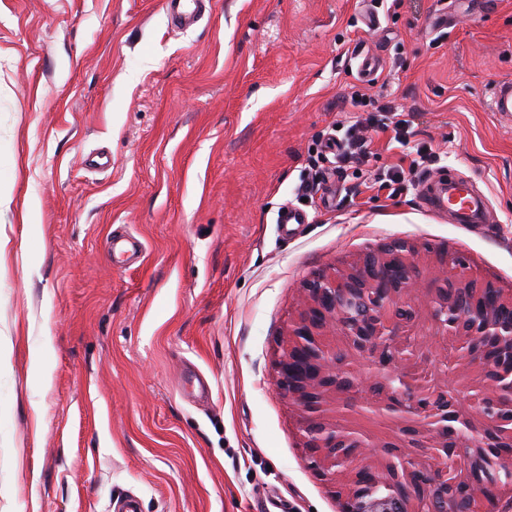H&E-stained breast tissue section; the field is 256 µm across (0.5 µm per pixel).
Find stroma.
I'll list each match as a JSON object with an SVG mask.
<instances>
[{"label": "stroma", "mask_w": 512, "mask_h": 512, "mask_svg": "<svg viewBox=\"0 0 512 512\" xmlns=\"http://www.w3.org/2000/svg\"><path fill=\"white\" fill-rule=\"evenodd\" d=\"M374 55V79L357 52ZM512 0H0V512H337L275 360L306 281L393 240L423 286V363L442 362L428 300L443 254L512 289ZM412 120L431 179L470 181L477 224L349 186L294 204L308 157L359 119L355 93ZM109 167L91 168L97 154ZM143 244L112 259L116 227ZM210 385L199 395L197 376ZM205 0H168L167 8L173 23L181 26L192 25L202 10ZM492 112L500 114H512V81L497 82L491 96Z\"/></svg>", "instance_id": "35a3bbf8"}]
</instances>
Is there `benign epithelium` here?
Masks as SVG:
<instances>
[{
    "label": "benign epithelium",
    "instance_id": "7a95c632",
    "mask_svg": "<svg viewBox=\"0 0 512 512\" xmlns=\"http://www.w3.org/2000/svg\"><path fill=\"white\" fill-rule=\"evenodd\" d=\"M442 286L429 299L435 329L459 340L462 354L476 365L484 382L485 401L479 408L481 439L470 418L459 408V391H434L411 371L389 377L392 393L372 399L378 414L408 422L404 432L432 441L442 449L434 472L422 474L434 490L436 508L430 512H484L486 502L507 499L512 508V482L497 485L476 481L450 497L439 483L447 478L448 445L487 448L488 434L505 421L512 422V382L488 357L483 341L512 356V291L478 282L466 261L449 254L440 260ZM419 288L414 251L404 241H393L370 252L348 270L322 274L306 282L300 311L289 321L276 361L282 395L301 413L300 432L312 463L340 472L349 471L348 487L337 491L339 512H420L415 508L418 460L402 454L381 471L358 463L360 449L375 447L364 433L336 419V400L344 405L363 393L336 368L369 359L385 370L408 361L421 350L424 339L416 333L399 336L401 326L414 322L416 310L401 295ZM457 429L448 433V417Z\"/></svg>",
    "mask_w": 512,
    "mask_h": 512
}]
</instances>
